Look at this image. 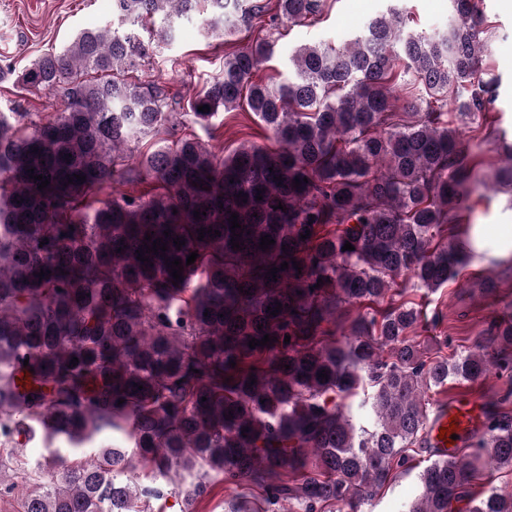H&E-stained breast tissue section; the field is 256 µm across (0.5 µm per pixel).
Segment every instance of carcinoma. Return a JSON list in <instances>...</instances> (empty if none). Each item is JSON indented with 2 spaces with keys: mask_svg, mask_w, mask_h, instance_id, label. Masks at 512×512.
Returning a JSON list of instances; mask_svg holds the SVG:
<instances>
[{
  "mask_svg": "<svg viewBox=\"0 0 512 512\" xmlns=\"http://www.w3.org/2000/svg\"><path fill=\"white\" fill-rule=\"evenodd\" d=\"M450 4L433 37L404 33L392 9L340 47L301 46L294 78L278 82L257 78L273 43L235 37L313 18L321 0H112L124 30L83 29L19 73L0 66L1 82L64 103L38 119L0 111L1 496L22 512H153L164 482L193 502L220 479L244 504L257 500L255 512L284 502L360 512L364 495L434 453L427 424L446 402L424 389L493 371L510 388L486 409L484 433L418 472L408 512L463 501L466 512H512V492L486 481L512 469V317L434 361L415 341L423 318L411 293L445 286L478 256L464 216L478 162L464 132L497 121L496 83L478 74L483 14L476 0ZM195 17L231 51L188 111L206 126L221 109L251 113L278 149L242 143L219 157L195 138H163L136 153L171 117L165 86L128 77L148 58L138 27L167 44ZM405 77L423 96L401 112ZM78 175L86 181L68 183ZM148 180L147 193L100 197ZM266 234L275 244L264 251ZM157 238L165 256L138 260ZM194 251L173 285L165 260ZM42 269L51 275L41 280ZM266 334L276 341L249 348ZM365 382L372 395L358 410L370 423L358 428L347 400ZM36 438L45 453L30 460ZM134 459L150 479L135 490L125 478ZM19 462L27 486L9 481Z\"/></svg>",
  "mask_w": 512,
  "mask_h": 512,
  "instance_id": "obj_1",
  "label": "carcinoma"
}]
</instances>
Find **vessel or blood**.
Wrapping results in <instances>:
<instances>
[{
  "label": "vessel or blood",
  "instance_id": "obj_1",
  "mask_svg": "<svg viewBox=\"0 0 512 512\" xmlns=\"http://www.w3.org/2000/svg\"><path fill=\"white\" fill-rule=\"evenodd\" d=\"M485 403L483 393H458L449 402L447 410L430 420L428 439L431 446L445 453L456 448L460 438L480 434Z\"/></svg>",
  "mask_w": 512,
  "mask_h": 512
}]
</instances>
